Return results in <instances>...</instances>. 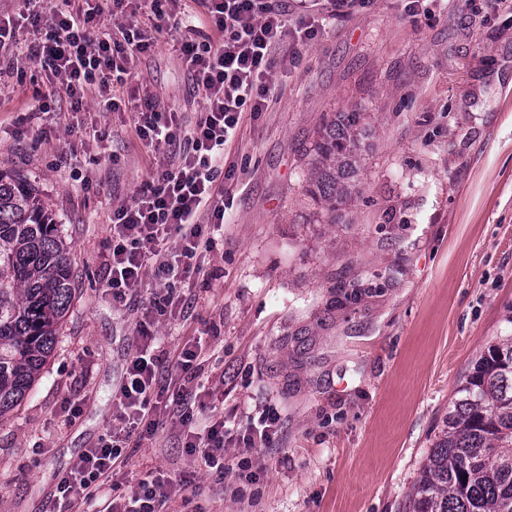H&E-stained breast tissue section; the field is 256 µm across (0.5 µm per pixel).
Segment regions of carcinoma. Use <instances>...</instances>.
<instances>
[{
	"label": "carcinoma",
	"mask_w": 512,
	"mask_h": 512,
	"mask_svg": "<svg viewBox=\"0 0 512 512\" xmlns=\"http://www.w3.org/2000/svg\"><path fill=\"white\" fill-rule=\"evenodd\" d=\"M372 130L337 112L314 148L310 192L326 210L362 184ZM69 252L30 184L0 171V418L41 378L72 303ZM408 512H512V336L490 345L456 388Z\"/></svg>",
	"instance_id": "1"
}]
</instances>
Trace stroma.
I'll return each mask as SVG.
<instances>
[{
    "instance_id": "obj_1",
    "label": "stroma",
    "mask_w": 512,
    "mask_h": 512,
    "mask_svg": "<svg viewBox=\"0 0 512 512\" xmlns=\"http://www.w3.org/2000/svg\"><path fill=\"white\" fill-rule=\"evenodd\" d=\"M356 0L276 65L267 111L246 117L215 185L226 224L161 317L173 370L201 344L192 429L223 417L224 471L163 419L131 439L103 493L131 495L147 470L195 476L162 512H406L471 363L512 336V0ZM132 64L141 93L190 130L205 106L168 44ZM91 88L82 111L39 64L0 56V171L26 179L70 248L73 302L42 377L0 420V512H59L56 486L117 428L116 396L149 292L106 286L112 209L155 169L133 105ZM48 111H37L38 101ZM361 112L373 130L360 195L328 212L309 191L325 122ZM77 404L68 415V404ZM267 448L239 441L268 410ZM248 460L252 481L237 476Z\"/></svg>"
}]
</instances>
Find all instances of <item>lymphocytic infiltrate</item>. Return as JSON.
<instances>
[{
  "label": "lymphocytic infiltrate",
  "mask_w": 512,
  "mask_h": 512,
  "mask_svg": "<svg viewBox=\"0 0 512 512\" xmlns=\"http://www.w3.org/2000/svg\"><path fill=\"white\" fill-rule=\"evenodd\" d=\"M153 23L145 30L129 20L113 28L94 32L93 21L102 5L83 8L78 0H41L28 19L36 37L28 49L29 59L48 70L81 111L83 95L93 86L123 83L130 64L156 47L155 35L161 23L175 11L180 0H143ZM202 7L211 35L204 40H185L179 55L195 84L206 97V106L189 134H182L175 110L160 109L153 96L127 91L128 99L139 101L135 132L153 155L156 171L132 203L112 210V266L107 285L116 300L146 290L149 278L159 288L150 290L149 314L140 321L136 334L140 344L129 361L126 382L118 395V419L139 426V438L151 436L160 417L177 418L185 428L186 446L198 453L204 466L224 467V423L215 421L206 434L191 432L190 400L198 376L197 348H183L177 363L178 390L168 398L169 385L161 367L163 358L156 344V314L177 316L182 299L172 284L184 281L212 251L213 237L206 226L224 224V193L215 187L217 167L224 158V146L243 122L246 113L267 107L268 80L276 63L275 53L286 38L294 42L313 40L318 33L314 21L318 0H298L304 22L288 30L286 11L275 0H194ZM188 147L171 163L167 151L177 139ZM209 210L210 224L200 222L202 210ZM128 438L113 433L94 448L83 452L63 476L57 492L67 503L94 499L112 475ZM193 482L180 478L165 483L153 475L141 479L125 512H160L175 493L188 490Z\"/></svg>",
  "instance_id": "obj_1"
}]
</instances>
